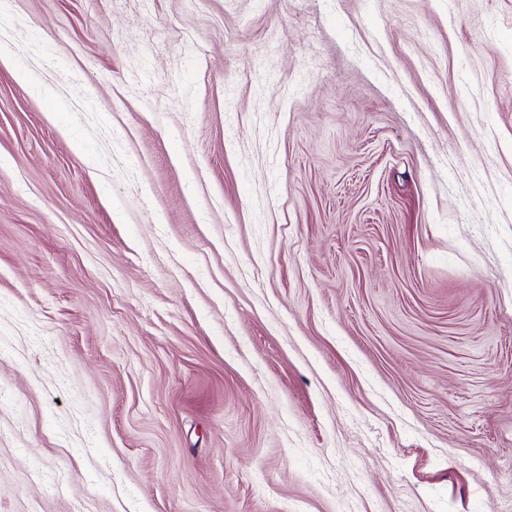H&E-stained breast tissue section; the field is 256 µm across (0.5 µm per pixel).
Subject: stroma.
Masks as SVG:
<instances>
[{"mask_svg":"<svg viewBox=\"0 0 512 512\" xmlns=\"http://www.w3.org/2000/svg\"><path fill=\"white\" fill-rule=\"evenodd\" d=\"M0 56V512H512V0H0Z\"/></svg>","mask_w":512,"mask_h":512,"instance_id":"obj_1","label":"stroma"}]
</instances>
